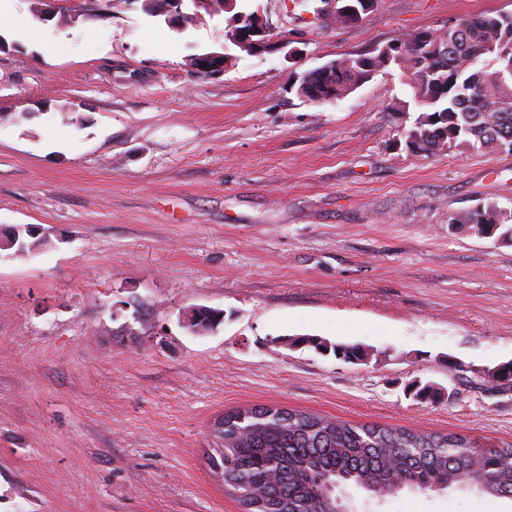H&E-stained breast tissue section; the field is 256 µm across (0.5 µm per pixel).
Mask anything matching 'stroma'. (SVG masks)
Segmentation results:
<instances>
[{
    "label": "stroma",
    "instance_id": "obj_1",
    "mask_svg": "<svg viewBox=\"0 0 512 512\" xmlns=\"http://www.w3.org/2000/svg\"><path fill=\"white\" fill-rule=\"evenodd\" d=\"M15 0L28 41L0 47V512H241L209 455L213 422L246 405L352 423L512 441V243L450 226L512 209V153L398 147L416 110L390 66L316 106L292 74L512 0H378L345 26L307 23L314 0H249L277 50L223 75L225 18L179 32L139 0H67V26ZM222 310L202 334L182 316ZM359 343L352 364L293 345ZM448 395L421 404L412 382ZM355 512H512L459 485Z\"/></svg>",
    "mask_w": 512,
    "mask_h": 512
}]
</instances>
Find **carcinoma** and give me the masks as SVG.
<instances>
[{"label": "carcinoma", "instance_id": "carcinoma-1", "mask_svg": "<svg viewBox=\"0 0 512 512\" xmlns=\"http://www.w3.org/2000/svg\"><path fill=\"white\" fill-rule=\"evenodd\" d=\"M394 64L419 115L396 143L416 154L501 151L512 147V13L471 14L439 32L406 33L356 57L343 56L312 74L298 98L320 105L345 98ZM482 235L512 242V210L495 204L448 218ZM303 342L348 360L357 345ZM418 401L444 399L430 384L411 388ZM222 447L210 456L243 512H348L336 489L353 484L375 497L402 489L443 491L466 483L512 498V442L487 451L468 436L409 427L356 424L277 406L224 413Z\"/></svg>", "mask_w": 512, "mask_h": 512}]
</instances>
